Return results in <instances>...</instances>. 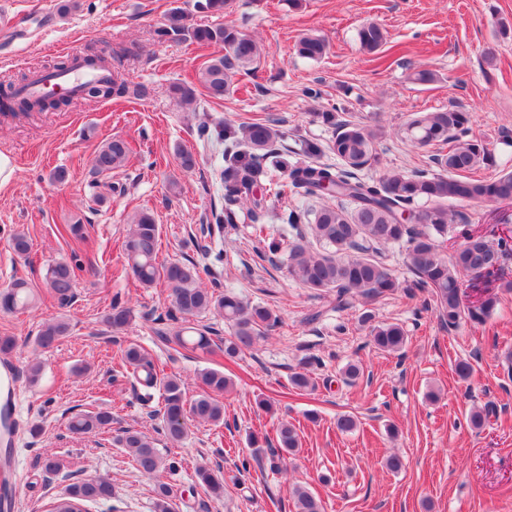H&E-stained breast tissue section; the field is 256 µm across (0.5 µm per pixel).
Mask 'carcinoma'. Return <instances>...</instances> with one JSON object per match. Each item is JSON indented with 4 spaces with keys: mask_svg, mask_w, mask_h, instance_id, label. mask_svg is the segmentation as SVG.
<instances>
[{
    "mask_svg": "<svg viewBox=\"0 0 512 512\" xmlns=\"http://www.w3.org/2000/svg\"><path fill=\"white\" fill-rule=\"evenodd\" d=\"M229 0H198L202 12L224 16ZM160 41L185 40L218 48V55L205 61L197 80L205 95L221 101L233 92L234 77L255 68L261 57L260 44L239 26L217 23L191 26L178 9L168 16L167 23L155 31ZM363 49L376 52L386 41L385 30L375 22L363 24L357 32ZM328 51L324 37L305 34L296 44L297 54L318 60ZM170 94L179 103L195 101V88L174 83ZM147 88L113 78L92 81L80 88L78 98L107 102L124 98L139 100L146 97ZM316 121L335 129L328 146L337 164L320 162L323 148L308 141L302 148L305 161L290 172V184L301 195V204L289 210L288 224L295 231L288 243V272L304 287L314 291L336 293V308L360 299L369 304L399 290L430 295L441 324L452 331L463 322L480 324L500 303V296L491 294L475 307L462 300L461 277H490L512 254V236L495 242L463 232L465 242L452 255L445 245L454 228L453 205L464 203H497L512 201V171L489 179H476L472 171L492 163L491 149L484 140L472 134V115L455 106L434 112H419L406 124L407 140L415 147H434L428 165L411 172L392 169L376 179H366L361 172L382 163L383 132L377 125L353 120L347 113L333 107L315 113ZM284 133L276 128L275 120L254 119L234 128L224 127V213L215 215L217 224H234L235 206L248 196L253 186L266 175L264 158L274 142ZM132 153L127 140L115 136L102 143L92 158V174L110 177L124 167ZM160 227L154 217L137 212L129 222L124 241L123 270L144 287L162 281L170 289L169 320L178 329L160 338L173 348L201 354L220 351L227 359H235L251 349L280 321L270 308L253 304L243 297L224 292L216 294L201 287L202 275L209 269L194 263L158 260ZM396 245L404 251L410 277L399 279L384 260L383 250ZM11 246L18 256L29 255L32 245L23 231H16ZM80 266L68 261L53 264L46 274L45 286L50 295L64 307L74 297V285ZM35 304L34 287L17 280L0 291V311L5 313ZM211 314L221 317L231 327L224 345L213 348L212 340L203 330L189 331L184 324L193 318ZM133 313L120 294L112 298L105 323L114 331L128 326ZM70 323L60 317L44 322L35 338L39 349H50L68 336ZM372 342L383 352L402 351L408 336L395 323L380 324L371 329ZM119 366L132 369L145 389L161 395L158 412L160 428L173 442L183 440L188 420L219 424L224 420V406L219 396L232 385L224 371L205 368L199 373L202 391L187 398L181 381L156 369L148 353L131 342L121 350ZM112 425V413L107 410L78 414L69 422L76 434L99 433ZM278 447L271 450L272 458L292 454L299 448V434L294 425L282 422L276 430ZM117 444L128 450L141 473L152 478L160 469H175L165 463L149 437L134 429H126L116 438ZM198 485L208 495L220 498L224 494V475L201 467L196 473ZM153 512H173L172 490L162 482L154 488ZM296 512H324L322 500L302 485L292 488ZM114 497L112 479L95 476L73 484L68 495L54 502L48 512H88L85 505L110 501Z\"/></svg>",
    "mask_w": 512,
    "mask_h": 512,
    "instance_id": "carcinoma-1",
    "label": "carcinoma"
}]
</instances>
